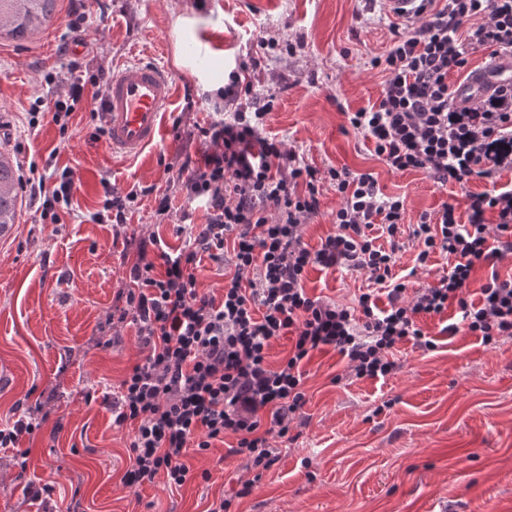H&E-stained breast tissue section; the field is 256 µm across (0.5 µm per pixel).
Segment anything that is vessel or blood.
I'll return each instance as SVG.
<instances>
[{
  "mask_svg": "<svg viewBox=\"0 0 512 512\" xmlns=\"http://www.w3.org/2000/svg\"><path fill=\"white\" fill-rule=\"evenodd\" d=\"M512 71V60L501 59L489 71L457 90V99H465L485 89ZM175 95V83L169 71L140 61L123 64L113 71L99 102L100 116L107 130L114 156L134 158L156 143L162 118Z\"/></svg>",
  "mask_w": 512,
  "mask_h": 512,
  "instance_id": "1",
  "label": "vessel or blood"
}]
</instances>
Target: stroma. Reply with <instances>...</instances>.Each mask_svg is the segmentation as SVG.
Segmentation results:
<instances>
[{"mask_svg":"<svg viewBox=\"0 0 512 512\" xmlns=\"http://www.w3.org/2000/svg\"><path fill=\"white\" fill-rule=\"evenodd\" d=\"M76 10L84 19L73 33ZM396 22L381 0H58L42 32L0 40V151L20 171L68 167L77 179L61 223L41 220L26 201L0 237V420L44 419L16 447L0 448V512H65L74 500L81 512H208L228 496L230 512H433L438 500L447 512H487L491 504L512 512V340L490 347L448 335L444 315L420 319L434 349L399 345L401 368L384 379H345V359L316 353L306 367L305 424L269 469L229 455V435L206 453L189 451L192 477L182 486L122 483L133 431L113 425L105 396L145 352L135 328L110 316L140 238H160L153 261L184 246L176 169L197 151L187 133L208 121L214 83L238 64L251 65L258 98L274 102L267 135L320 170L372 174L383 193L404 198L406 223L443 202L463 203L466 193L512 186L511 169L447 187L420 171L390 172L350 127L347 113L381 94L384 75L369 60L389 49ZM260 35L274 48L258 50ZM76 36L85 49L75 58ZM74 58L107 77L133 59L172 73L176 97L155 147L125 160L95 139L88 101L101 95L99 83L85 84L67 126L53 121L55 101L78 78ZM39 98L47 111L34 120ZM138 186L169 194L170 212L157 215L148 195L132 203L126 223L94 221L106 188L123 195ZM319 199L302 231L312 250L335 232L340 205L326 183ZM305 286L348 304L374 283L314 267ZM246 480L251 494L234 498ZM31 484L40 497L27 494Z\"/></svg>","mask_w":512,"mask_h":512,"instance_id":"35a3bbf8","label":"stroma"}]
</instances>
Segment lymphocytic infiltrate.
<instances>
[{"instance_id":"obj_1","label":"lymphocytic infiltrate","mask_w":512,"mask_h":512,"mask_svg":"<svg viewBox=\"0 0 512 512\" xmlns=\"http://www.w3.org/2000/svg\"><path fill=\"white\" fill-rule=\"evenodd\" d=\"M479 53L512 56V0H418L388 53L371 60L385 74L380 97L347 113L349 125L373 142L389 171H421L443 186L512 168V80L467 104L456 102L448 82ZM246 71L241 65L230 72L215 117L196 127L199 158L185 160L177 173L186 205L204 204L206 223L190 226L182 249L161 252L159 267L147 258L156 238L141 240L130 285L118 294L117 322L134 325L147 350L112 395L114 424L133 427L122 478L130 488L160 476L183 485L188 449L205 452L227 435L236 438L232 455L268 469L276 460L272 439L288 436L307 402L304 367L314 353L347 357L357 379L387 377L399 368L397 345L433 348L419 317L451 306L458 320L449 334L462 330L487 345L512 339V281L491 276L475 302L469 291L478 267L512 255V189L470 193L465 209L445 202L420 215L411 231L416 267L428 268L437 253L450 264L446 275L406 296L395 273L404 199L385 195L369 173L319 171L266 135L271 105L259 102ZM324 181L341 203L335 233L313 251L302 226L319 211ZM74 186L70 169L51 188L31 178L24 183L41 219L54 224L70 207ZM149 194L157 214L170 211L169 195L148 186L107 193L93 218L125 223L130 204ZM490 213L495 223H487ZM377 228L387 244H378ZM202 253L231 267L222 296L199 288ZM315 266L367 274L384 290L386 307L369 293L349 306L309 295L305 277ZM287 334V358L270 365L272 340Z\"/></svg>"}]
</instances>
